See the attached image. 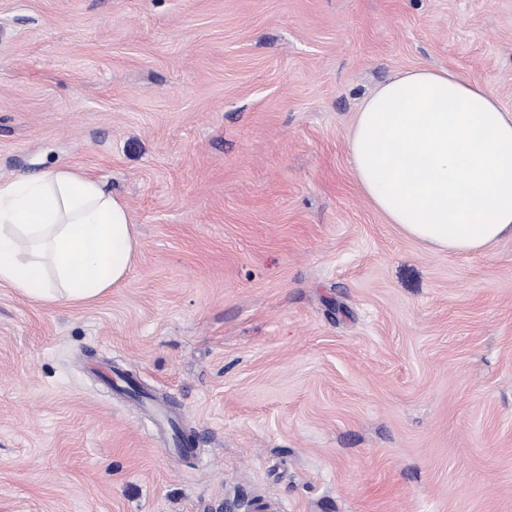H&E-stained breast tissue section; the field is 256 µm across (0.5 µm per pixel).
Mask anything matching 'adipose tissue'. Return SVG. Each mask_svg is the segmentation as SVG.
Returning <instances> with one entry per match:
<instances>
[{
    "label": "adipose tissue",
    "instance_id": "adipose-tissue-1",
    "mask_svg": "<svg viewBox=\"0 0 512 512\" xmlns=\"http://www.w3.org/2000/svg\"><path fill=\"white\" fill-rule=\"evenodd\" d=\"M353 174L388 223L441 252L512 237V111L447 70L406 71L361 104ZM139 241L105 183L58 165L0 181V286L87 305L121 283Z\"/></svg>",
    "mask_w": 512,
    "mask_h": 512
}]
</instances>
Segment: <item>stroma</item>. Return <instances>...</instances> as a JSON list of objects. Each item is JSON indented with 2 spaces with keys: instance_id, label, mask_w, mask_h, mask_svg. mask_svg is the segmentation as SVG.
I'll use <instances>...</instances> for the list:
<instances>
[{
  "instance_id": "1",
  "label": "stroma",
  "mask_w": 512,
  "mask_h": 512,
  "mask_svg": "<svg viewBox=\"0 0 512 512\" xmlns=\"http://www.w3.org/2000/svg\"><path fill=\"white\" fill-rule=\"evenodd\" d=\"M414 68L512 109V0H0V179L139 236L94 304L0 287V512H512V237L436 251L353 176Z\"/></svg>"
}]
</instances>
